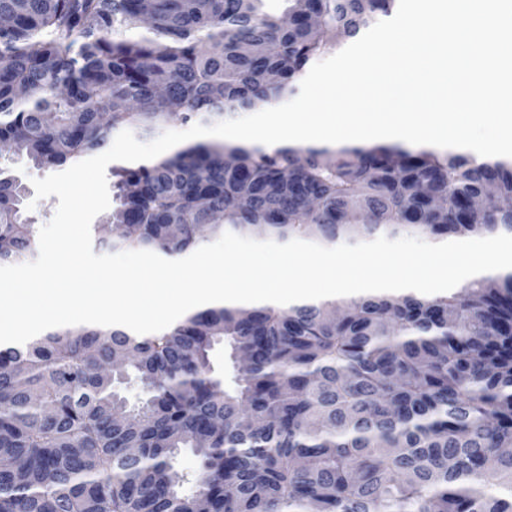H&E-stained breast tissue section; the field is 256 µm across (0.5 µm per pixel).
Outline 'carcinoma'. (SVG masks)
Here are the masks:
<instances>
[{
	"label": "carcinoma",
	"mask_w": 512,
	"mask_h": 512,
	"mask_svg": "<svg viewBox=\"0 0 512 512\" xmlns=\"http://www.w3.org/2000/svg\"><path fill=\"white\" fill-rule=\"evenodd\" d=\"M0 0V140L48 168L174 116L278 105L397 0ZM100 250L179 256L230 232L319 245L512 235V159L214 141L120 167ZM0 166V266L36 252ZM180 225L171 238L166 225ZM250 367L227 384L210 354ZM123 350L120 375L100 365ZM132 372L146 399L115 390ZM183 448L199 469L178 476ZM0 512H512V274L458 292L220 307L160 334L68 326L0 344ZM487 483L506 484L504 496ZM190 490H183V485Z\"/></svg>",
	"instance_id": "cac0c4a2"
}]
</instances>
